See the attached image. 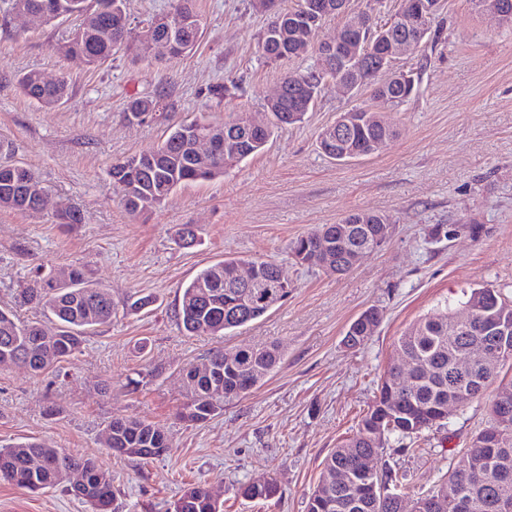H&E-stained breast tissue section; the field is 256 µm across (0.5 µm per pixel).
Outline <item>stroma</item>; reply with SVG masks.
Here are the masks:
<instances>
[{"instance_id":"obj_1","label":"stroma","mask_w":512,"mask_h":512,"mask_svg":"<svg viewBox=\"0 0 512 512\" xmlns=\"http://www.w3.org/2000/svg\"><path fill=\"white\" fill-rule=\"evenodd\" d=\"M399 6L348 0L316 32V47L333 41L351 14L370 10L384 21ZM194 7L203 32L182 56L144 58L130 48L92 70L55 50L72 21L33 23L0 0V161L35 171L46 195L36 217L0 210V307L13 306L40 265L83 267L114 305L111 322L57 366L36 375L0 365V446L35 441L93 458L112 473L118 512H169L195 486L211 489L223 512H306L324 460L356 434L373 403L398 337L472 289L512 299V29L470 0H441L438 36L397 63L415 91L383 110L396 135L382 152L347 162L322 154L323 129L369 102L329 79L303 121L276 131L262 152L132 216L110 177L115 162L154 150L186 120L262 114L285 73L323 65L316 48L302 59H266L258 40L270 16L252 0ZM31 69L67 76L70 98L48 109L25 97L17 80ZM157 95L168 112L126 119L130 98ZM60 204L78 207L84 222L56 223ZM354 212L389 215L393 230L352 271L330 275L291 258L297 238ZM181 224L196 231L191 245L174 239ZM227 255L275 262L291 288L287 299L230 335H184L175 316L182 287ZM140 297L149 305L131 310ZM371 307L382 313L380 326L364 345L348 347L350 323ZM270 344L283 353L270 377L207 421L179 420L187 368L215 348ZM488 409V398L473 400L447 427L426 431L419 451L394 439L382 460L430 490L486 425ZM128 416L167 430L162 456L140 461L111 451L107 425ZM268 476L280 486L275 498L242 495ZM0 512L88 506L59 487L32 492L0 480Z\"/></svg>"}]
</instances>
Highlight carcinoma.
Returning <instances> with one entry per match:
<instances>
[{
  "label": "carcinoma",
  "instance_id": "1",
  "mask_svg": "<svg viewBox=\"0 0 512 512\" xmlns=\"http://www.w3.org/2000/svg\"><path fill=\"white\" fill-rule=\"evenodd\" d=\"M87 0H11V9L22 7L45 16L49 22L58 17H74L78 25L72 35L58 43V52L66 58L87 59L88 66L96 67L112 56V51L141 33H132L129 27H114V21L127 16L126 0H95L94 10H85ZM283 12L290 25L277 28L267 25L259 47L271 60L296 58L308 53L301 34L309 33L304 3ZM200 28H175L163 32L179 45L174 56L183 53L181 46L193 45ZM288 44V54L279 46ZM346 76L335 64L324 61L320 70L288 73L281 81L283 94L275 111L270 113L267 128H242L231 120L216 129L236 134L241 149L236 153H222L196 159L192 156V139L196 127L211 123L193 120L176 125L157 149L137 156L139 164L133 168L135 178L156 204L184 183L209 180L224 175L232 164L261 152L274 130L294 125L302 120L304 112L313 104L325 78ZM21 92L44 107H52L70 94L67 78L47 85L40 72L28 71L19 78ZM359 89H368L372 100L384 108H397L411 93L401 86L382 83L378 75L365 71L358 74ZM163 108L161 97H135L127 103L126 111L133 119L141 113L157 112ZM393 130L376 124H362L350 135L353 150L366 156L371 144L386 137ZM126 161L112 165L110 176L121 196L125 210L136 215L143 211L131 199L132 182L125 180ZM40 185L35 173L21 165L0 162V209L36 214L35 200L25 195L24 179ZM386 215L351 213L339 224L322 227L296 239L290 254L296 262L308 264L311 254L328 246L331 265L343 261L356 249L368 247L372 252L381 244L373 233L379 224H388ZM250 264L256 268L258 282L265 286L274 282L279 266L260 258L226 257L200 270L182 288L177 319L188 336L224 337L236 328L253 322L269 309L259 301L247 298V289L234 278L236 268ZM20 303L34 310L52 315L57 321L56 331H44L38 319H22L14 311L0 308V363L14 358L27 361L28 368L39 374L78 351L86 331L112 321L113 304L104 289L86 281L81 269L70 271L68 280L61 282L52 273L37 271L20 293ZM465 303L472 308L474 322L469 327L455 328L450 324L452 310L446 308L427 314L404 331L397 340L398 353L411 359L415 367L401 377L388 368L379 394L362 416L356 435L337 446L324 462L321 480L311 493L306 512H403L397 496L422 499L431 495L448 500V489L458 488L469 497L471 512H495L496 501L503 496L512 498V479L503 480V473L512 474V423L498 422L499 399L503 392L512 393V380L500 383L489 403L488 424L473 437L459 461L448 471V477L427 492L416 490L406 475L390 468L362 473L367 458H379L390 437L414 439L423 431L442 427L448 422V395L465 388L471 398L483 396L493 382L494 374L480 369L470 374L459 372L458 364L476 348L494 341L484 333L483 324L501 318L512 323V304L493 288H475L466 296ZM381 318L377 308H369L350 325L346 336L352 348L364 344L372 335L371 324ZM281 359L279 346L242 348L228 355L221 349L209 353L210 374L191 367L187 369L190 399L180 412V418L189 422H203L224 409V403L248 393L265 377L271 375ZM112 436L109 447L129 458L148 459L161 456L168 448L164 428L137 418L118 417L108 424ZM83 469L100 486V496L114 500L112 472L102 469L93 459L74 457L37 442L21 443L0 448V480L20 487L39 484L44 488L60 485L72 469ZM279 492L276 478L265 485L250 483L243 495L252 499L268 500ZM173 512H220L218 502L209 498L204 488L185 490L174 502Z\"/></svg>",
  "mask_w": 512,
  "mask_h": 512
}]
</instances>
